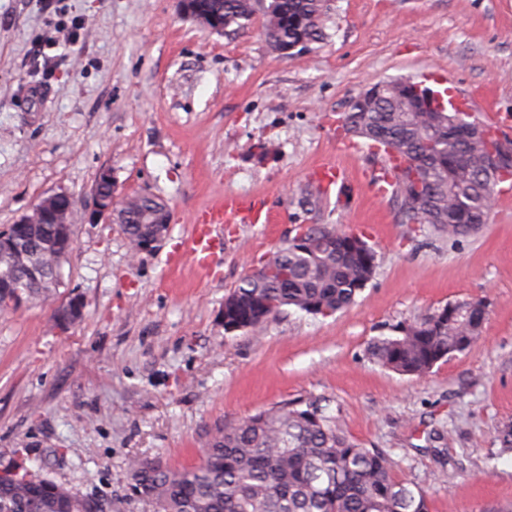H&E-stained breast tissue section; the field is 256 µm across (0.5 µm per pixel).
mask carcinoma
Wrapping results in <instances>:
<instances>
[{
    "label": "carcinoma",
    "mask_w": 512,
    "mask_h": 512,
    "mask_svg": "<svg viewBox=\"0 0 512 512\" xmlns=\"http://www.w3.org/2000/svg\"><path fill=\"white\" fill-rule=\"evenodd\" d=\"M216 24L226 34L249 27L257 10L264 16L267 42L318 40L325 0H208ZM455 112H415L397 87L367 107L352 102L340 122L365 145L396 163L391 194L399 223L429 224L450 239L488 223L495 186L477 178L487 167L485 142L464 143ZM167 207L141 194L125 204L121 229L138 252L143 224ZM59 225L45 219L9 229L12 247L0 244V305L24 288L30 298L47 300L55 289L42 282L54 255L72 248L59 238ZM303 233L316 244L294 239L278 247L254 273L244 275L224 298V318L258 334L268 320L291 307L333 316L354 305L374 278L377 254L350 241L334 224H312ZM486 307L461 303L456 314L443 306L398 325L367 347L381 367L424 376L435 365L481 337ZM393 461L366 448L344 431L341 413L314 397H298L224 423L201 462L173 469L157 460L129 463V495L149 512H429L425 491L392 475ZM0 512H96L94 499L80 495L39 470L19 464L0 471Z\"/></svg>",
    "instance_id": "carcinoma-1"
}]
</instances>
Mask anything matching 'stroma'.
<instances>
[{
  "mask_svg": "<svg viewBox=\"0 0 512 512\" xmlns=\"http://www.w3.org/2000/svg\"><path fill=\"white\" fill-rule=\"evenodd\" d=\"M322 37L284 58L263 18L235 35L177 0H0V229L41 197L69 193L75 247L54 300L0 309V469L16 458L57 483L146 512L128 463H199L224 422L296 398L340 407L430 512H512V203L451 240L402 224L374 193L379 160L339 116L373 84L454 75L469 116L496 114L512 144V0H327ZM340 170L324 188L318 164ZM119 192L171 210L151 253L131 258L114 223H89L100 169ZM310 189L311 198L300 195ZM256 198L267 224H228L209 274L170 267L213 199ZM302 224H335L378 255L354 306L288 308L261 335L225 333L224 297ZM79 318L55 325L59 306ZM487 307L480 342L424 376L369 359L375 337L446 304Z\"/></svg>",
  "mask_w": 512,
  "mask_h": 512,
  "instance_id": "obj_1",
  "label": "stroma"
}]
</instances>
